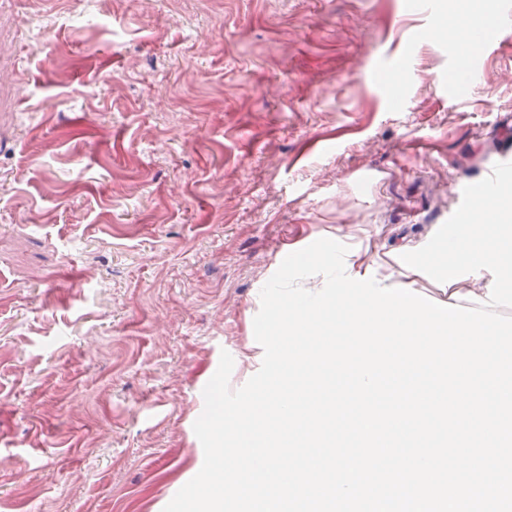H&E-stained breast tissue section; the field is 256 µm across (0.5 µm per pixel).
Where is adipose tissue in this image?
Listing matches in <instances>:
<instances>
[{
	"mask_svg": "<svg viewBox=\"0 0 512 512\" xmlns=\"http://www.w3.org/2000/svg\"><path fill=\"white\" fill-rule=\"evenodd\" d=\"M504 191L490 189L487 208L467 213L460 224L440 241L398 248L393 268L381 280L384 285L412 284L423 278L447 293L449 285L464 275L489 270L491 281L480 296L468 299V307L483 311L512 306V206L497 207Z\"/></svg>",
	"mask_w": 512,
	"mask_h": 512,
	"instance_id": "1",
	"label": "adipose tissue"
}]
</instances>
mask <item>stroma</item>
I'll return each instance as SVG.
<instances>
[{"mask_svg": "<svg viewBox=\"0 0 512 512\" xmlns=\"http://www.w3.org/2000/svg\"><path fill=\"white\" fill-rule=\"evenodd\" d=\"M510 71L403 0H0V512H163L284 255L445 233Z\"/></svg>", "mask_w": 512, "mask_h": 512, "instance_id": "35a3bbf8", "label": "stroma"}]
</instances>
